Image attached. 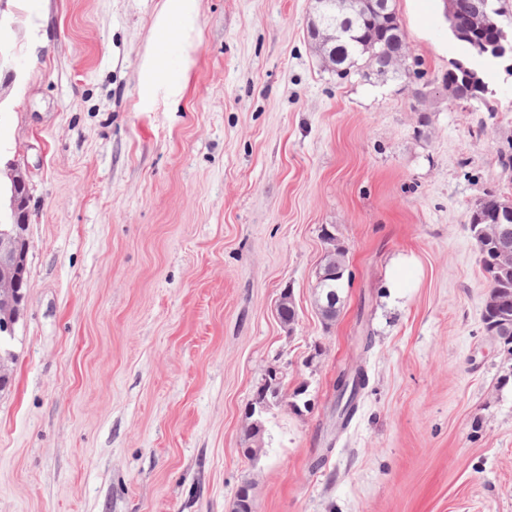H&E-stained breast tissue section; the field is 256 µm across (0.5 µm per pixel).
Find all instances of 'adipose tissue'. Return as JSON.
<instances>
[{
	"instance_id": "ef3b65f1",
	"label": "adipose tissue",
	"mask_w": 512,
	"mask_h": 512,
	"mask_svg": "<svg viewBox=\"0 0 512 512\" xmlns=\"http://www.w3.org/2000/svg\"><path fill=\"white\" fill-rule=\"evenodd\" d=\"M198 0H164L154 23V42L142 58L139 95L150 102L181 99L193 60L190 35L198 22Z\"/></svg>"
}]
</instances>
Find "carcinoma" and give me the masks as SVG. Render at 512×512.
<instances>
[{
    "label": "carcinoma",
    "instance_id": "carcinoma-1",
    "mask_svg": "<svg viewBox=\"0 0 512 512\" xmlns=\"http://www.w3.org/2000/svg\"><path fill=\"white\" fill-rule=\"evenodd\" d=\"M383 9L369 8L361 0H326L317 5L312 29L320 31L315 42L327 67L340 78L351 72L363 75L375 73L390 77L405 84L411 83V72L401 61L409 57L406 34L401 22L390 24L385 13L394 11L393 0ZM346 21L351 22L354 39L332 41L327 38L329 30ZM512 225V200L488 193L478 201L470 213L469 223L476 226L486 224ZM479 252V261L489 288L483 312L485 331L500 340L505 351L512 355V340L505 339L509 332L503 325L512 328V239L503 241L494 235L471 233ZM325 240L331 246L328 260L346 271L347 248L329 234Z\"/></svg>",
    "mask_w": 512,
    "mask_h": 512
}]
</instances>
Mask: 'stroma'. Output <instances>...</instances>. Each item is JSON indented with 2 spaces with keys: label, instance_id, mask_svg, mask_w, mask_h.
I'll use <instances>...</instances> for the list:
<instances>
[{
  "label": "stroma",
  "instance_id": "1",
  "mask_svg": "<svg viewBox=\"0 0 512 512\" xmlns=\"http://www.w3.org/2000/svg\"><path fill=\"white\" fill-rule=\"evenodd\" d=\"M161 4L0 0L19 67H0V161L31 194L0 512H231L247 482L257 512H512V355L468 230L486 193L512 198V78L486 109L451 96L443 0H396L409 88L326 70L313 0H199L185 94L147 112ZM327 231L348 250L330 323ZM279 383V377L276 371H270L265 379V382L255 399V402L251 404L250 411L248 413V419L253 418L255 415L260 417L263 411L266 409L269 403L268 395L271 398H275L277 395V386ZM245 434L249 439L253 440L254 446L245 448V452L251 457L253 462L258 461L261 456L265 453L264 448V427L259 418L250 421L245 426Z\"/></svg>",
  "mask_w": 512,
  "mask_h": 512
}]
</instances>
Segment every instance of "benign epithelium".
Listing matches in <instances>:
<instances>
[{"mask_svg":"<svg viewBox=\"0 0 512 512\" xmlns=\"http://www.w3.org/2000/svg\"><path fill=\"white\" fill-rule=\"evenodd\" d=\"M455 39L468 49L467 59L456 60L454 64L464 74L467 89L464 98L471 102L475 109L485 100L489 92L496 93L495 88L485 81L484 76L476 68L477 57H489L494 65L512 78V37L507 32L494 43L483 42L475 36L473 30L458 26L451 22ZM5 194L7 206L0 207V301H4V310H0V350L6 348L14 338L15 325L20 316V305L23 300V288L27 284V254L29 241L26 230L29 222L30 195L25 178L18 172L11 175L10 186ZM277 315L285 324H292L296 310L291 291L283 292L279 298ZM279 377L277 372L270 371L265 382L251 404L249 417L252 418L245 426V434L253 440L254 446L245 449L252 461H257L265 453L264 427L258 416L262 415L269 403V398L277 395ZM252 485L243 484L238 492L234 510L236 512H255L254 498L251 495Z\"/></svg>","mask_w":512,"mask_h":512,"instance_id":"7a95c632","label":"benign epithelium"}]
</instances>
